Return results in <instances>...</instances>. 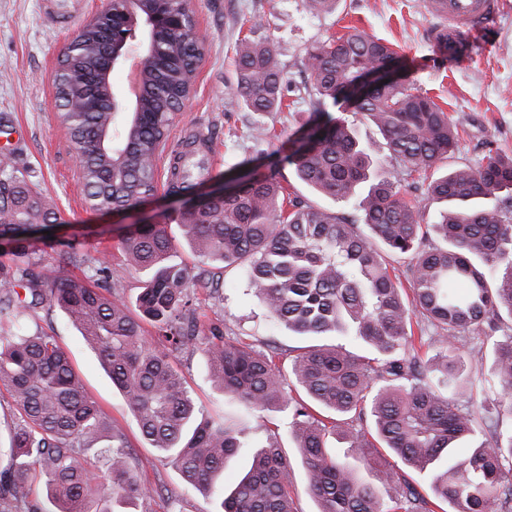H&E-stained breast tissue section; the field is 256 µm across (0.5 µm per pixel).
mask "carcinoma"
I'll list each match as a JSON object with an SVG mask.
<instances>
[{
	"instance_id": "carcinoma-1",
	"label": "carcinoma",
	"mask_w": 512,
	"mask_h": 512,
	"mask_svg": "<svg viewBox=\"0 0 512 512\" xmlns=\"http://www.w3.org/2000/svg\"><path fill=\"white\" fill-rule=\"evenodd\" d=\"M86 24L78 48L66 51L55 76L56 101L93 102L96 109L70 115L66 130L82 158L79 168L87 209L100 212L156 189L157 161L170 136L174 110L194 89V62L205 43L186 31L147 29L135 35L162 49V62L145 68L139 111L114 128L107 112L111 87L90 85L106 51L102 30ZM236 91L252 112L278 111L289 84L272 45L246 36L236 43ZM397 57L382 41L357 30L308 51L307 69L317 103L346 111L342 90L371 65ZM356 112L386 140L389 164L404 175L429 180L426 200L444 202L435 224L423 223V201L394 190L344 119L318 113L322 133L302 152L273 164L270 173H244L224 198L178 215L182 236L202 257L220 263L197 275L183 263L163 224H134L122 238L129 264L146 273L136 299L141 317L154 323L155 345L129 307L91 286V276L58 269L36 271L41 257L34 236L60 219L55 205L32 192L12 158L0 159V239L12 264H0V384L23 418L11 437L0 501L27 502L34 481L49 508L32 512H124L151 489L136 475V458L124 432L87 395L55 337L27 334L23 317L45 306L59 308L98 355L135 412L142 437L172 459L184 481L211 490L224 466L248 447L242 432L199 417L186 382L171 361L203 331L188 290L243 268L268 317L300 336L322 343L307 347L283 372L278 354L258 351L209 329L205 353L224 395L247 410L291 413L296 447L318 512H435L444 502L454 512H512V428L493 415L512 393V333L494 341L487 369L473 368L460 351L463 334L512 320V156L488 152L481 165L432 172L456 146V132L441 107L404 82L381 85ZM167 168L170 195L190 193L210 177L205 159L192 168L187 156ZM313 190L359 213L316 208L287 192L284 165ZM408 259L404 271L412 295L392 278L383 253ZM25 284V296L16 287ZM436 328L432 354L414 353L411 314ZM363 342V355L343 341ZM291 380L296 396L285 391ZM375 477L361 480L328 446L329 432ZM429 478L424 495L406 477ZM292 470L278 442L254 445L252 463L221 501L220 512H294L288 488ZM395 484L396 496L379 497L378 485Z\"/></svg>"
}]
</instances>
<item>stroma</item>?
<instances>
[{"label": "stroma", "mask_w": 512, "mask_h": 512, "mask_svg": "<svg viewBox=\"0 0 512 512\" xmlns=\"http://www.w3.org/2000/svg\"><path fill=\"white\" fill-rule=\"evenodd\" d=\"M206 54L195 90L175 119L168 146L177 148L192 137L208 139L211 173L217 181L233 178L243 161L265 173L276 157L288 154L317 110L306 67L307 53L330 37L354 27L393 46L399 74L413 91L432 98L458 130L456 147L439 164L440 171L479 167L488 150L512 155V0H503L494 23L466 36L461 56L451 58L430 40L433 21L424 0H338L335 11L312 14L302 0H189ZM269 38L292 91L288 107L279 112H250L236 90L235 43L255 22ZM76 30L46 23L39 0H0V119L20 126L25 136L17 150L18 164L34 187L54 200L61 222L57 241L82 243L88 260L105 262L99 287L134 304L145 275L127 266L121 240L128 225L176 213L179 202L165 195L143 208L119 215L86 210L78 176V155L53 104L57 58L76 37ZM272 129L259 140L258 127ZM202 321L225 335L258 349L277 347L281 361L311 345L271 321L262 302L247 284L244 269L227 271L218 289H190ZM28 332L56 336L83 379L89 397L126 434L140 463V476L153 494L138 512H217L222 493H202L187 486L178 470L143 439L137 420L78 330L55 308L24 319ZM172 360L191 388L204 416L224 419L253 440L273 434L293 470L291 496L298 512H317L308 492L306 469L295 446L287 412L240 411L226 403L211 378L204 342L174 353Z\"/></svg>", "instance_id": "1"}]
</instances>
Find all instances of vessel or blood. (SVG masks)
I'll return each mask as SVG.
<instances>
[{"mask_svg":"<svg viewBox=\"0 0 512 512\" xmlns=\"http://www.w3.org/2000/svg\"><path fill=\"white\" fill-rule=\"evenodd\" d=\"M436 24L431 30L435 45L448 55L461 53L465 36L486 26L498 13L501 0H424ZM43 19L56 27L71 24L76 15L63 10L59 0H40Z\"/></svg>","mask_w":512,"mask_h":512,"instance_id":"1","label":"vessel or blood"}]
</instances>
